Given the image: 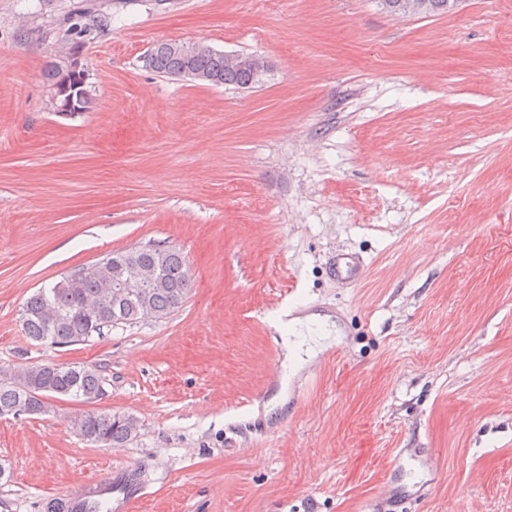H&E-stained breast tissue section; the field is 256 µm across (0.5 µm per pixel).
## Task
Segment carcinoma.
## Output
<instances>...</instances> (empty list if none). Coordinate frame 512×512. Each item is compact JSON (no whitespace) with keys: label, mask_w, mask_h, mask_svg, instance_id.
Here are the masks:
<instances>
[{"label":"carcinoma","mask_w":512,"mask_h":512,"mask_svg":"<svg viewBox=\"0 0 512 512\" xmlns=\"http://www.w3.org/2000/svg\"><path fill=\"white\" fill-rule=\"evenodd\" d=\"M424 4L418 13L409 9ZM463 0H381L395 15L442 16ZM107 16L90 7L71 11L68 25L58 38V53L103 35ZM143 67L168 77L189 78L213 84L250 88L264 71L251 61L224 64V53L199 43L187 44L184 52L170 42H158L143 56ZM194 279L183 254L170 247L144 245L113 251L99 261L66 275L37 291L26 302L21 315L26 336L50 346L87 342L93 334L120 324H133L146 315L162 318L180 308L193 288ZM68 396L90 403L103 395V378L95 367L46 363L24 365L0 376V417L18 412L41 415L50 411L46 397ZM73 428L86 440L119 448L135 437L137 417L91 411L76 417Z\"/></svg>","instance_id":"1"}]
</instances>
